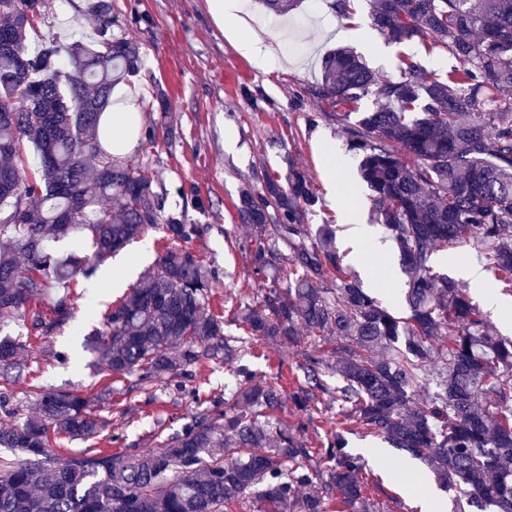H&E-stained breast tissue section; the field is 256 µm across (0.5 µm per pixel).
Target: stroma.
<instances>
[{"label":"stroma","mask_w":512,"mask_h":512,"mask_svg":"<svg viewBox=\"0 0 512 512\" xmlns=\"http://www.w3.org/2000/svg\"><path fill=\"white\" fill-rule=\"evenodd\" d=\"M242 3L253 27L274 50L269 69L254 67L234 48L207 0H115L112 31L141 46L143 59L139 75L119 89L134 101L144 124L162 120L169 128L156 143L139 141L130 157L151 169L167 192L168 207L183 211L187 223L200 226V234L185 248L217 273L209 307L237 343V364L254 371L258 381L279 386L275 417L299 429L306 447L317 448L337 428L338 417L325 403L308 413L292 406L290 395L304 381L299 368L303 348L251 335L235 314L236 307L251 302L265 284L242 248L251 227L239 219V194L245 185L258 188L266 177L283 174L290 156L306 171L317 198L309 224H341L347 209L358 223H370L372 193L359 177V157L350 156L349 168L336 179L326 172L328 151L343 152L347 146L333 117L336 104L312 92L321 57L329 49L349 46L381 77L396 78L404 57L415 56L426 71L436 73L447 69L448 55L422 42H386L371 27L367 0H355L347 20L338 19L329 0H303L298 10L286 15L267 11L259 0ZM83 4L53 0L45 19L28 34L30 49H39L51 38L64 45L92 43L95 22L83 12ZM160 92L169 103L164 113L150 107ZM313 114L318 117L314 123L309 120ZM229 132L236 139L232 151L224 146ZM172 244L163 229L152 228L108 257L99 269L114 273L118 287L96 291L89 278H78L73 286L74 317L54 335L31 342L24 321L7 326V334L25 344L26 368L7 385L19 418L35 416L33 390L43 387L87 399L103 423L91 438L52 436L50 448L58 457L87 448L116 453L156 447L180 432L196 412L211 407L223 396L225 385L233 383L231 370L216 360L140 389L132 377L101 373L83 347V336L92 328L86 316L89 299L104 306L117 304ZM384 453L392 466H372L373 499L381 512H417L416 489L393 469L409 461V454L390 446Z\"/></svg>","instance_id":"stroma-1"}]
</instances>
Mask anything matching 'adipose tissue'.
<instances>
[{"instance_id":"ef3b65f1","label":"adipose tissue","mask_w":512,"mask_h":512,"mask_svg":"<svg viewBox=\"0 0 512 512\" xmlns=\"http://www.w3.org/2000/svg\"><path fill=\"white\" fill-rule=\"evenodd\" d=\"M210 12L217 24L227 27L234 46L259 69L268 68L273 58L269 44L245 20L241 0H208ZM107 119L120 129L119 137L113 138V152L124 154L139 139L140 114L131 100L110 105ZM462 277L468 281L471 294L486 311L498 321L504 332H512V298L502 296L476 263H464L459 267Z\"/></svg>"}]
</instances>
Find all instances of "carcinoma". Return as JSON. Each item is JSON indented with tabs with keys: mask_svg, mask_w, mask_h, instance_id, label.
Wrapping results in <instances>:
<instances>
[{
	"mask_svg": "<svg viewBox=\"0 0 512 512\" xmlns=\"http://www.w3.org/2000/svg\"><path fill=\"white\" fill-rule=\"evenodd\" d=\"M283 15L301 0H261ZM372 26L389 42L424 38L450 64L426 73L411 57L397 79L376 75L353 49L320 64L315 95L355 109L336 114L359 173L374 193L408 277L406 306L390 311L341 267L332 225L305 224L316 205L302 169L248 185L237 211L254 229L256 272L278 270L242 314L254 336L299 345L328 336L301 365L292 394L308 411L328 396L341 421L408 452L470 505L512 512V340L491 333L488 315L435 264L466 243L485 255L512 295V0H369ZM50 0H0V327L21 317L28 335H54L72 318L66 291L40 301L51 281L89 275L147 228L166 225L182 242L198 233L141 167L112 153L103 111L117 83L140 73V47L112 34V0H88L98 47L50 42L33 55L27 31ZM36 150L26 176L24 144ZM413 162H408L407 158ZM93 241L91 255H59L50 242ZM288 247L285 255L280 245ZM25 273H20V269ZM214 275L186 249H170L130 294L103 314L84 347L108 376L143 385L217 357L233 360L223 321L208 308ZM22 344L0 338V378L25 367ZM336 375V387L323 376ZM224 404L194 415L158 449L90 448L58 463L48 431L96 435L87 400L35 392L39 419L16 420L0 393V512H224L247 496L257 512H372L365 465L334 431L312 451L267 411L278 392L241 372Z\"/></svg>",
	"mask_w": 512,
	"mask_h": 512,
	"instance_id": "carcinoma-1",
	"label": "carcinoma"
}]
</instances>
